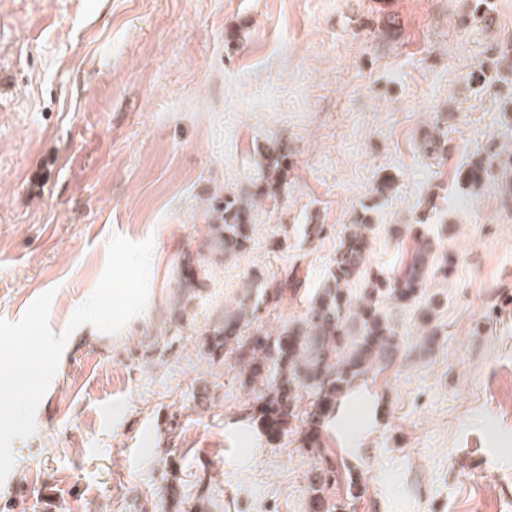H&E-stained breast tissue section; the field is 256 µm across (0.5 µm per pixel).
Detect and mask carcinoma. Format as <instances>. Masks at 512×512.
<instances>
[{"label":"carcinoma","instance_id":"1","mask_svg":"<svg viewBox=\"0 0 512 512\" xmlns=\"http://www.w3.org/2000/svg\"><path fill=\"white\" fill-rule=\"evenodd\" d=\"M492 163L479 158L463 167L459 176L471 187L483 184ZM265 175L242 195L214 198L209 209L215 214L209 225L210 248L227 258L249 249L255 225L253 204L272 197L286 180L288 148L274 146L262 164ZM372 225L351 224L336 248V258L315 293L304 318L270 331L256 326L250 335L243 329L257 320L260 305L275 302L290 286L285 280L267 283L263 273L253 275L257 295L246 294L238 306L224 312L208 326L204 348L209 357L238 355L242 363V385L261 383L264 389L249 405L248 415L269 440L288 433L299 413L306 446L320 445L321 428L330 420L339 400L356 379L395 352L397 332L390 327L380 304L391 300L399 306L417 302L433 273H448V263L435 266L433 243L416 233L417 248L400 276L366 277L367 288L356 306H351L349 284L366 272ZM178 285L183 295L201 285L198 270L191 264L179 268ZM312 400L302 408L303 394Z\"/></svg>","mask_w":512,"mask_h":512}]
</instances>
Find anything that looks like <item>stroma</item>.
Returning a JSON list of instances; mask_svg holds the SVG:
<instances>
[{"mask_svg": "<svg viewBox=\"0 0 512 512\" xmlns=\"http://www.w3.org/2000/svg\"><path fill=\"white\" fill-rule=\"evenodd\" d=\"M508 41L512 0H0V320L50 290L62 333L110 241H154L145 309L71 331L0 512H309L329 467L341 512H512V177L459 175L512 152ZM274 142L285 184L256 202L249 250L214 255L212 198L259 181ZM361 223L370 270L400 272L418 224L448 275L381 304L395 357L320 447L299 421L268 441L240 364L201 354L203 334L256 270L301 282L259 325L304 317ZM189 263L201 285L174 321ZM491 166V162L486 163L482 158L475 159L463 167L459 175L469 186L479 187L488 176Z\"/></svg>", "mask_w": 512, "mask_h": 512, "instance_id": "35a3bbf8", "label": "stroma"}]
</instances>
